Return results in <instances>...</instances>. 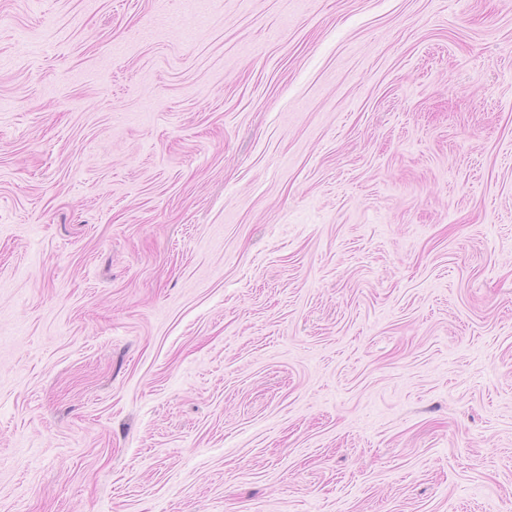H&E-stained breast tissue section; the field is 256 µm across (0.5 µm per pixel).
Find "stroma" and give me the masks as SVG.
<instances>
[{
    "instance_id": "obj_1",
    "label": "stroma",
    "mask_w": 512,
    "mask_h": 512,
    "mask_svg": "<svg viewBox=\"0 0 512 512\" xmlns=\"http://www.w3.org/2000/svg\"><path fill=\"white\" fill-rule=\"evenodd\" d=\"M0 512H512V0H0Z\"/></svg>"
}]
</instances>
